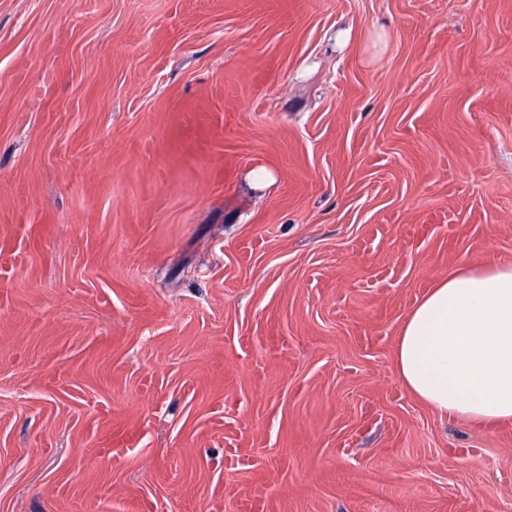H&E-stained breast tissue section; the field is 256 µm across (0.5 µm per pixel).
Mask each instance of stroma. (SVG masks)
Here are the masks:
<instances>
[{
  "instance_id": "stroma-1",
  "label": "stroma",
  "mask_w": 512,
  "mask_h": 512,
  "mask_svg": "<svg viewBox=\"0 0 512 512\" xmlns=\"http://www.w3.org/2000/svg\"><path fill=\"white\" fill-rule=\"evenodd\" d=\"M507 263L512 0H0V512H512L395 364Z\"/></svg>"
}]
</instances>
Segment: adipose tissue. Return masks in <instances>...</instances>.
Listing matches in <instances>:
<instances>
[{"instance_id":"adipose-tissue-1","label":"adipose tissue","mask_w":512,"mask_h":512,"mask_svg":"<svg viewBox=\"0 0 512 512\" xmlns=\"http://www.w3.org/2000/svg\"><path fill=\"white\" fill-rule=\"evenodd\" d=\"M395 360L404 388L440 417L512 423V264L438 281L408 311Z\"/></svg>"}]
</instances>
